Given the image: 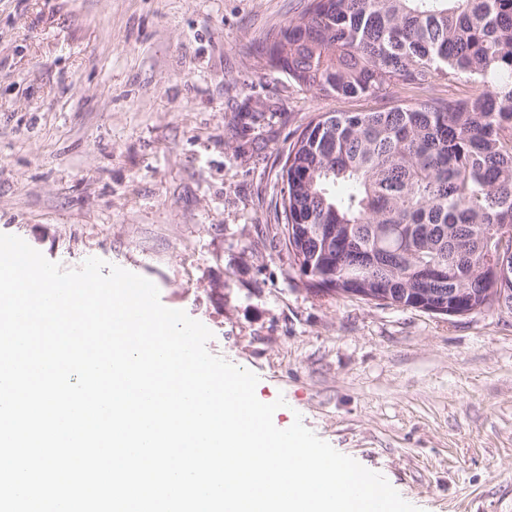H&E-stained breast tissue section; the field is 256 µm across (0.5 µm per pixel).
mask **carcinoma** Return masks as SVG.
<instances>
[{"mask_svg":"<svg viewBox=\"0 0 512 512\" xmlns=\"http://www.w3.org/2000/svg\"><path fill=\"white\" fill-rule=\"evenodd\" d=\"M258 55L326 98L424 93L321 113L288 147L283 232L336 225V262L303 256L311 278L346 289L360 276L407 302L421 288L512 289V0H310ZM460 81L475 92L440 94ZM436 267L448 279H430Z\"/></svg>","mask_w":512,"mask_h":512,"instance_id":"carcinoma-1","label":"carcinoma"}]
</instances>
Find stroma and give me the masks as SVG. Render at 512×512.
Segmentation results:
<instances>
[{"label":"stroma","instance_id":"obj_1","mask_svg":"<svg viewBox=\"0 0 512 512\" xmlns=\"http://www.w3.org/2000/svg\"><path fill=\"white\" fill-rule=\"evenodd\" d=\"M309 0H0V233L97 257L209 328L256 394L421 512H512V314L311 293L275 210L289 145L330 99L263 67Z\"/></svg>","mask_w":512,"mask_h":512}]
</instances>
